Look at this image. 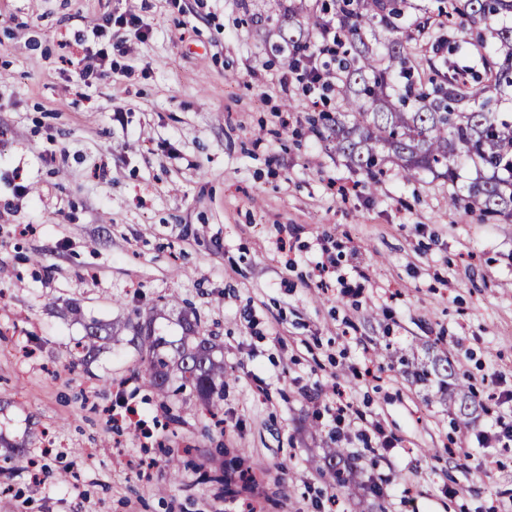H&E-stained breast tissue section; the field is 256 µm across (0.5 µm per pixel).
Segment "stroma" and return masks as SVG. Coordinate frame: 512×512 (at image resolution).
<instances>
[{
    "label": "stroma",
    "instance_id": "35a3bbf8",
    "mask_svg": "<svg viewBox=\"0 0 512 512\" xmlns=\"http://www.w3.org/2000/svg\"><path fill=\"white\" fill-rule=\"evenodd\" d=\"M254 2L0 0V436L45 454L36 482L16 457L0 512H512V444L475 439L512 422V221L449 208L427 174L353 190L309 125L339 99L281 88ZM121 15L141 34L95 37ZM108 41L111 74L83 85ZM187 305L221 345L220 436L195 395L165 405L133 379L131 332L68 367L85 322L150 314L175 340ZM443 358L480 403L467 419L414 379ZM338 402L363 419L336 443L315 411ZM124 403L145 431L111 420ZM375 422L392 448L359 438ZM220 445L254 492L199 483Z\"/></svg>",
    "mask_w": 512,
    "mask_h": 512
}]
</instances>
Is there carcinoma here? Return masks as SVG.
<instances>
[{"label":"carcinoma","instance_id":"cac0c4a2","mask_svg":"<svg viewBox=\"0 0 512 512\" xmlns=\"http://www.w3.org/2000/svg\"><path fill=\"white\" fill-rule=\"evenodd\" d=\"M331 2L318 10L305 0H276L273 25L268 16L255 17L264 45L288 61L335 57L325 78L342 111L324 112L313 123L325 149L373 185L387 163L408 182L430 174L452 183L460 166L471 167L477 177L449 194V206L512 217V119L487 109L491 93L512 92V0H443L446 10L437 17L457 20L483 64L472 78L451 63L444 72L431 60L420 68L413 42L428 22L408 19L411 0ZM181 319L178 340L158 334L149 316L125 324L142 354L134 376L162 398L188 387L212 414L224 400L226 375L214 357L217 337L200 334L189 313ZM85 330L70 353L72 369L87 365L99 342L114 336L111 323L93 320ZM200 477L228 496L251 481L248 471L222 465Z\"/></svg>","mask_w":512,"mask_h":512}]
</instances>
